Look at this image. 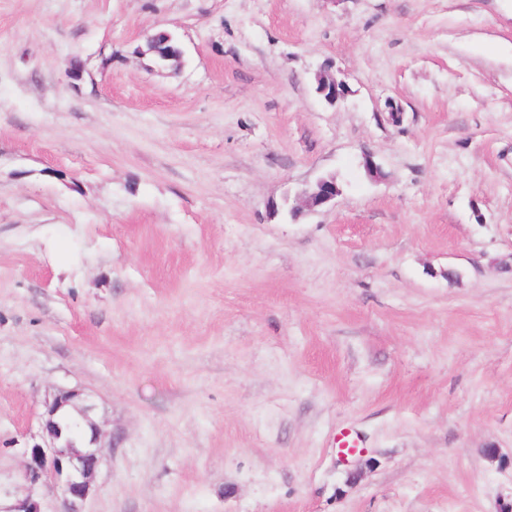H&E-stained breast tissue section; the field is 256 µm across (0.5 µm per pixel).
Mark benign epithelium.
Wrapping results in <instances>:
<instances>
[{"label":"benign epithelium","mask_w":512,"mask_h":512,"mask_svg":"<svg viewBox=\"0 0 512 512\" xmlns=\"http://www.w3.org/2000/svg\"><path fill=\"white\" fill-rule=\"evenodd\" d=\"M318 90L328 101H334L344 93V85L329 75L318 76ZM340 192L336 178H321L298 195V202L313 208L320 207ZM70 406L82 420L84 433L81 450L75 451L72 440L63 427L62 410ZM94 404L76 389H59L48 394L43 401L40 441L29 447L30 460L24 479L40 483L61 501L58 512H82L81 504L87 498L91 484L102 464L111 454L100 441L99 430L92 417ZM0 512H41L39 503L31 496L17 497Z\"/></svg>","instance_id":"benign-epithelium-1"}]
</instances>
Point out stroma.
Instances as JSON below:
<instances>
[{"instance_id":"stroma-1","label":"stroma","mask_w":512,"mask_h":512,"mask_svg":"<svg viewBox=\"0 0 512 512\" xmlns=\"http://www.w3.org/2000/svg\"><path fill=\"white\" fill-rule=\"evenodd\" d=\"M59 388L86 512H512V0H0V501ZM340 192V186L336 182V178H320L314 184L305 188L298 195V202L307 207H320L331 200Z\"/></svg>"}]
</instances>
